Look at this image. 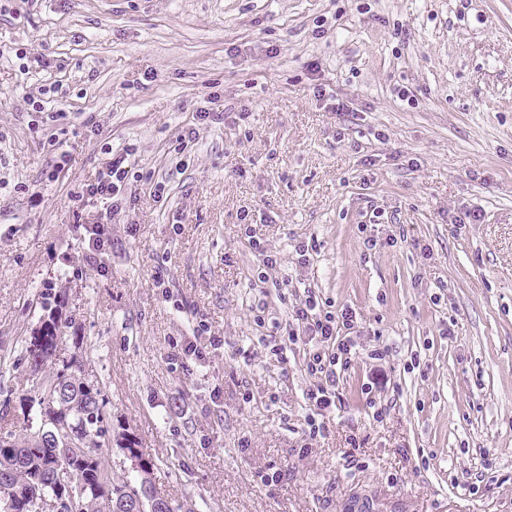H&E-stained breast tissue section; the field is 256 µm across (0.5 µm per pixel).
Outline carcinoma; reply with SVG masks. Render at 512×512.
<instances>
[{"mask_svg": "<svg viewBox=\"0 0 512 512\" xmlns=\"http://www.w3.org/2000/svg\"><path fill=\"white\" fill-rule=\"evenodd\" d=\"M54 301L43 293L38 333L22 345L32 372L52 369L41 392L22 404L26 433L15 434L0 417V512H42L45 505L69 512L72 501L75 512H150L148 488L138 508L128 490L139 486L140 473L151 474L152 458L125 430L115 445L131 467L110 463L113 449L105 437L112 414L101 389L88 380L86 361L73 356L55 362L60 326Z\"/></svg>", "mask_w": 512, "mask_h": 512, "instance_id": "1", "label": "carcinoma"}]
</instances>
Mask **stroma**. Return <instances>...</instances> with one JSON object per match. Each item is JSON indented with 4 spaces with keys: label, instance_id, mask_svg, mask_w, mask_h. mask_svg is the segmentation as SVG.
Wrapping results in <instances>:
<instances>
[{
    "label": "stroma",
    "instance_id": "obj_1",
    "mask_svg": "<svg viewBox=\"0 0 512 512\" xmlns=\"http://www.w3.org/2000/svg\"><path fill=\"white\" fill-rule=\"evenodd\" d=\"M55 81L67 117L45 123L30 101ZM126 146L132 203L91 264L102 205L78 221L72 195ZM307 285L356 314L320 413L313 344L288 340ZM48 288L58 357L90 354L114 428L194 512H512V0H0V412L19 433ZM201 319L223 346L172 362Z\"/></svg>",
    "mask_w": 512,
    "mask_h": 512
}]
</instances>
